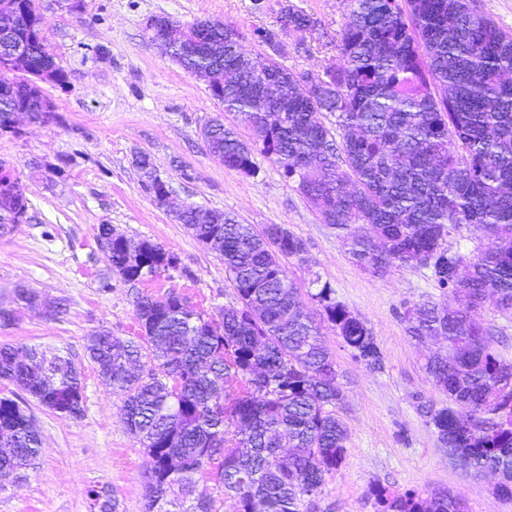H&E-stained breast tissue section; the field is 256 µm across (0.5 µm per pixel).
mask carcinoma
<instances>
[{
  "instance_id": "cac0c4a2",
  "label": "carcinoma",
  "mask_w": 512,
  "mask_h": 512,
  "mask_svg": "<svg viewBox=\"0 0 512 512\" xmlns=\"http://www.w3.org/2000/svg\"><path fill=\"white\" fill-rule=\"evenodd\" d=\"M294 29L320 22L288 8ZM41 20L32 10L0 9V31L24 33ZM186 23L168 54L185 71L236 73L214 96L236 117H216L203 135L211 153L245 175L260 151L316 208L348 246L354 265L374 276L393 266L423 267L448 291L441 304L405 313L406 332L421 342L441 336L444 352L425 356L424 369L448 402L423 406L439 441L467 470L499 477L512 496V420L496 413L495 399L512 395V364L501 360L478 319L490 304L512 313V34L470 0H350L336 33L339 63L306 84L270 57L242 51L241 33L212 23ZM26 66L67 73L42 40L29 45ZM30 101L25 86L0 91V129L13 123L16 105ZM336 117V131L316 119ZM250 132L244 139L240 128ZM142 187L162 207L170 185L150 155L134 159ZM31 207L23 183L0 171V228ZM175 220L200 244H213L231 276L237 303L213 314L191 308L172 293L136 303L139 336L123 341L107 331L85 338L84 352L120 396V420L149 458L146 512H171L169 494H192L195 475L217 464L216 478L238 512H299L321 490L325 475L346 456L348 428L336 416L343 398L322 323L370 367L382 356L371 330L323 287L315 294L324 314L316 322L288 278L283 261L304 260L305 243L287 227L250 224L214 209L191 206ZM467 230L478 245L468 257L448 238ZM99 238L125 282H141L179 265V258L148 240ZM152 362L141 376L130 366ZM239 379L244 389L224 393ZM6 380L62 417L84 412L85 385L70 358L36 346L0 345ZM0 478L25 468L41 440L27 401L0 398ZM381 512H465L462 502L435 493L374 490Z\"/></svg>"
}]
</instances>
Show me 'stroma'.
Instances as JSON below:
<instances>
[{
    "label": "stroma",
    "instance_id": "obj_1",
    "mask_svg": "<svg viewBox=\"0 0 512 512\" xmlns=\"http://www.w3.org/2000/svg\"><path fill=\"white\" fill-rule=\"evenodd\" d=\"M321 22L322 38L307 37L306 50L283 63L295 72H322L338 62L336 33L349 0H292ZM277 0H40L48 48L68 73L66 87L45 85L55 105L45 123L17 118L0 131V167L18 177L32 207L26 222L0 233V308L17 318L0 326V344L38 345L69 357L82 371L85 413L58 416L39 403L30 410L42 448L19 477L0 479V512H98L90 489H106L116 512H146L148 459L120 421V399L84 355V338L105 329L129 339L139 326L138 297L175 292L207 314L232 306L236 294L224 263L158 207L134 166L146 153L178 200L234 215L255 230L287 227L306 244L303 260H288V275L313 316L320 288L371 329L382 366L357 361L332 329L324 337L340 374L343 399L337 416L349 432L346 457L327 475L318 497L300 512H378L372 494L450 492L466 512H512V499L497 495L493 478L464 471L420 412L446 398L422 368L429 348L405 331L409 308L447 298L424 268L394 267L376 277L356 267L343 242L323 223L295 182L263 154L245 175L212 156L203 125L221 114L205 82L185 71L151 42L155 16L182 23L219 20L243 36L252 55L264 53L253 32L275 25ZM191 180H184V173ZM176 254L178 269L125 283L113 273L98 242L100 225ZM20 288L41 300H66L69 312L55 321L41 308H22Z\"/></svg>",
    "mask_w": 512,
    "mask_h": 512
}]
</instances>
